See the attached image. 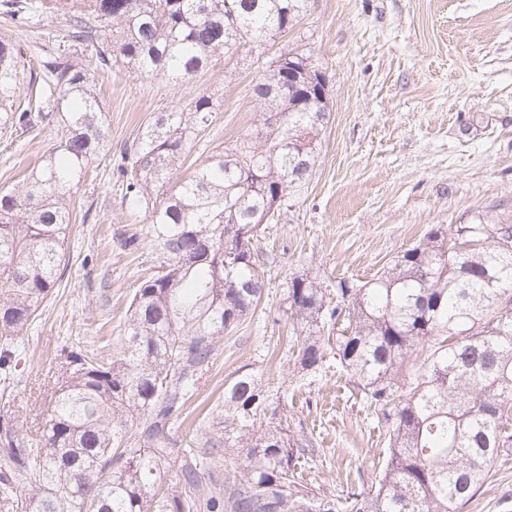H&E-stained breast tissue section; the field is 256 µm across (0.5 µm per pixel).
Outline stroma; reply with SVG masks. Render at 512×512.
I'll use <instances>...</instances> for the list:
<instances>
[{"label": "stroma", "instance_id": "35a3bbf8", "mask_svg": "<svg viewBox=\"0 0 512 512\" xmlns=\"http://www.w3.org/2000/svg\"><path fill=\"white\" fill-rule=\"evenodd\" d=\"M275 46L304 50L324 72L330 119L307 189L261 240L268 254L262 301L225 337L183 427L194 429L202 408L223 403L224 384L238 373L262 374L286 390L293 430L317 443L307 473L313 486L343 502L376 487L385 443L339 369L294 376L286 357L287 282L314 273L328 283H361L432 225L512 215V0H308ZM261 72L247 45L216 56L185 89L123 71L98 74L113 153L154 112L190 93L214 94L220 104L194 157L233 146L263 123L251 95ZM54 137L47 127L34 137L1 138L0 188ZM111 169L101 164L96 180L80 184L75 197L91 216L72 225L68 271L27 330L17 367L0 370V407L15 402L21 428L37 423L43 387L72 342L95 353L119 342L132 294L159 264L152 245L120 247L118 231L141 229L146 217L127 209ZM464 512H512V455Z\"/></svg>", "mask_w": 512, "mask_h": 512}]
</instances>
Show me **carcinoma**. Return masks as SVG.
<instances>
[{"label": "carcinoma", "instance_id": "cac0c4a2", "mask_svg": "<svg viewBox=\"0 0 512 512\" xmlns=\"http://www.w3.org/2000/svg\"><path fill=\"white\" fill-rule=\"evenodd\" d=\"M58 3L0 0V14L23 22ZM66 6L62 39L49 37L37 56L0 41V133L60 132L37 167L0 190V369L12 365L65 264L74 189L92 163L111 159L96 74L117 67L187 85L217 54L288 34L307 0ZM284 56L251 87L266 115L260 134L210 154L188 177L177 174L191 144L220 110L209 94L154 113L123 148V200L149 225L119 233L118 243L136 250L150 241L167 272L140 282L115 350L66 352L36 429L21 433L0 416L7 512H338L304 479L314 443L291 430L279 390L255 372L225 385L224 405L193 435L176 434L224 335L262 300V234L309 184L329 118L311 56ZM304 134L313 147L301 155ZM284 304L294 372L336 360L388 444L376 490L352 494L347 509L461 512L512 449V218L435 224L361 285L296 275ZM229 455L236 466L226 473Z\"/></svg>", "mask_w": 512, "mask_h": 512}]
</instances>
